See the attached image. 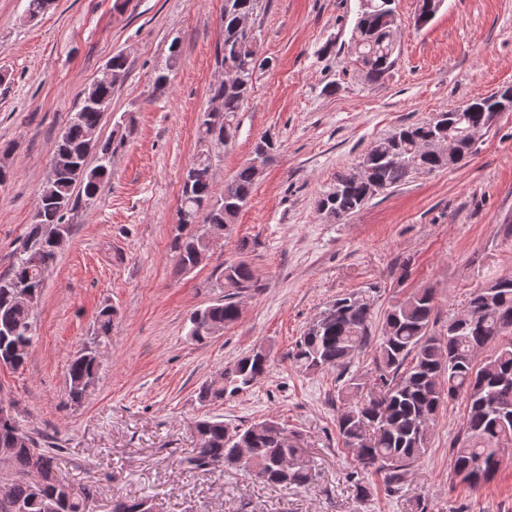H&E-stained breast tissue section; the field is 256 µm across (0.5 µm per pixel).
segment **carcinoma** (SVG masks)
Wrapping results in <instances>:
<instances>
[{
    "label": "carcinoma",
    "mask_w": 512,
    "mask_h": 512,
    "mask_svg": "<svg viewBox=\"0 0 512 512\" xmlns=\"http://www.w3.org/2000/svg\"><path fill=\"white\" fill-rule=\"evenodd\" d=\"M260 0H224L221 23L224 39L216 47V63L235 72L231 83L216 84L212 99L220 100V111L202 112L198 142H206L207 155H196L183 176L178 214V234L172 249L177 266L184 272L202 264L216 246L208 236L214 224L237 223L248 205L255 185L254 162L269 160L279 148L276 141L261 139L251 158L224 184V193L214 195L213 162L236 139L239 112L251 94L256 65L249 59L248 45L238 30L243 15H255ZM393 7L376 0L360 13L351 43L360 71L368 82L381 80L393 67L397 50ZM172 41L165 68L155 79L163 91L178 53ZM114 84L83 90L79 107L59 136L51 159L52 177L42 190L33 224L14 256L9 271L0 275V359L18 368L33 342V319L45 273L56 261L53 235H70L69 216L96 199L112 178L111 141L92 139L107 109L112 106ZM505 108H512V87L473 99L438 113V117L406 125L398 132L374 141L365 152L369 183L355 182L346 175L336 177L338 191L317 201V209L329 220L340 221L359 212L373 198L369 186L384 192L397 188L414 176L459 167L473 153L468 130L485 126ZM452 136L462 145L463 155L454 162L431 155L422 144L432 137ZM224 278L232 279L238 291L193 312L188 336L203 342L215 327L236 322L241 310L237 292L260 288L253 270L244 262L224 264ZM435 289L422 288L393 304L386 313L373 356L375 378L350 372L357 351L366 348L372 336L370 296L363 292L344 294L324 305L288 353L293 365L304 373L338 371L342 384L338 396L343 409L336 417V431L344 447L356 453L358 466L366 473L382 475L385 490L401 492L407 475L429 450L432 429L442 407L463 399L466 413L452 447L455 475L478 487L496 475L491 461L512 447V277L498 278L489 288L474 290L463 310L440 323ZM115 313L110 306L99 310L89 340L67 366L68 397L79 403L94 384L101 364L99 347L112 333ZM269 368V355L256 349L224 367L221 379L199 391V400L214 404L249 390ZM15 417L0 420V448L15 449L13 479L0 490V512H86L95 486L80 496L60 491L65 477L56 457L40 442L26 435ZM198 441L191 465L201 471L242 469L269 485L303 487L316 480V468L300 448L297 436L282 423L265 418L246 426H230L217 419L195 423ZM246 454H239V449ZM153 498L112 500V512H147Z\"/></svg>",
    "instance_id": "cac0c4a2"
}]
</instances>
